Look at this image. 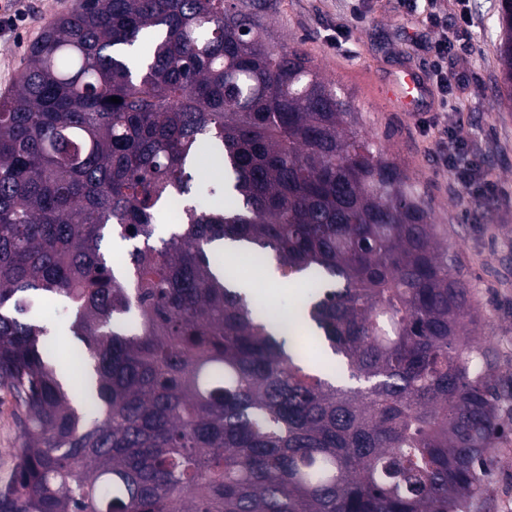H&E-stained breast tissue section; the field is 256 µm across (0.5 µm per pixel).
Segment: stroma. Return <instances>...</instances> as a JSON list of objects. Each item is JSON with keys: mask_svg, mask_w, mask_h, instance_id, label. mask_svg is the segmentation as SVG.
Segmentation results:
<instances>
[{"mask_svg": "<svg viewBox=\"0 0 512 512\" xmlns=\"http://www.w3.org/2000/svg\"><path fill=\"white\" fill-rule=\"evenodd\" d=\"M265 28L269 43L301 44L313 65L358 115L362 133L410 177L428 202L433 223L443 225L452 271L468 284L480 315L479 330L496 354L503 375L512 378V101L501 98L497 57L500 28L497 0H244ZM74 0H11L27 19L0 34V95L10 91L31 45ZM447 24V106L400 111L386 90L398 70L410 68L432 80L431 45ZM448 115L467 136L482 164L484 181L463 187L438 159ZM259 285L270 314L294 315L303 281L266 282L261 266L246 256L234 263ZM18 445L15 403L0 388V482L14 472Z\"/></svg>", "mask_w": 512, "mask_h": 512, "instance_id": "35a3bbf8", "label": "stroma"}]
</instances>
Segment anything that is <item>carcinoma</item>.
I'll return each mask as SVG.
<instances>
[{"mask_svg":"<svg viewBox=\"0 0 512 512\" xmlns=\"http://www.w3.org/2000/svg\"><path fill=\"white\" fill-rule=\"evenodd\" d=\"M497 46L512 100V0ZM117 96L119 103L109 98ZM207 150L224 182L200 178ZM232 200L223 208L201 199ZM181 223L153 240L156 215ZM429 206L298 45L230 0H75L0 96V512H487L512 385ZM116 226L138 245L118 276ZM305 278L313 371L212 244ZM81 344L58 372L28 306ZM15 410L11 395L0 388V482L2 483L12 477L16 465L13 450L18 448Z\"/></svg>","mask_w":512,"mask_h":512,"instance_id":"1","label":"carcinoma"}]
</instances>
